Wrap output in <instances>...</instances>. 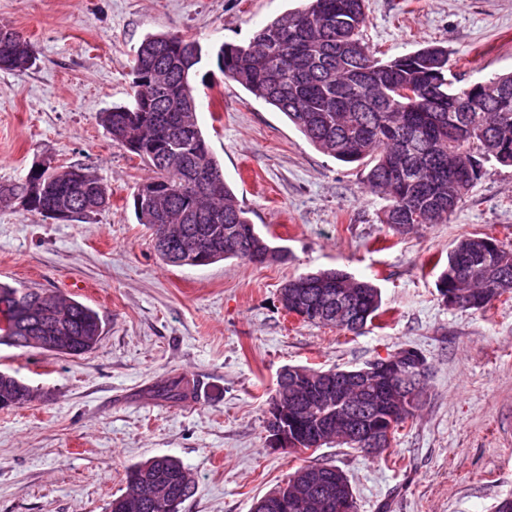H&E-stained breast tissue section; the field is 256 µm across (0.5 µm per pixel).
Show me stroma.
Returning a JSON list of instances; mask_svg holds the SVG:
<instances>
[{"instance_id":"1","label":"stroma","mask_w":512,"mask_h":512,"mask_svg":"<svg viewBox=\"0 0 512 512\" xmlns=\"http://www.w3.org/2000/svg\"><path fill=\"white\" fill-rule=\"evenodd\" d=\"M300 0H0V27L36 56L0 70V182L38 161L93 168L109 208L73 222L0 211V281L58 291L99 311L104 333L79 356L0 345V370L36 391L0 410V512H106L125 471L179 459L195 492L179 512H253L298 466L331 462L357 512H494L512 496V297L485 311L448 307L437 259L465 235L512 241V167L490 161L444 224L404 235L379 221L385 201L356 165L317 151L280 112L225 79L217 52ZM363 38L382 60L447 47L465 86L512 72V0H368ZM171 32L202 49L197 117L225 182L282 260L170 266L137 223L132 194L149 170L112 141L102 112L132 101L134 54ZM337 268L381 290L383 315L355 336L292 319L279 290ZM402 348L428 366L423 405L388 458L342 446L269 447L267 402L286 366L352 369ZM197 382L200 406L149 389Z\"/></svg>"}]
</instances>
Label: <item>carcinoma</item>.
Masks as SVG:
<instances>
[{"instance_id":"obj_1","label":"carcinoma","mask_w":512,"mask_h":512,"mask_svg":"<svg viewBox=\"0 0 512 512\" xmlns=\"http://www.w3.org/2000/svg\"><path fill=\"white\" fill-rule=\"evenodd\" d=\"M301 8L276 16L243 44H224L217 58L224 77L256 99L282 112L319 152L363 171L370 192L387 201L381 223L398 234L422 224H444L475 182L484 175V163L505 165L512 160V73L486 82L477 98L467 87H453L448 48L427 44L409 54L383 61L363 42L367 22L366 0H303ZM300 30L297 48L288 31ZM179 36L158 33L140 43L132 69V102L102 113L101 122L112 141L127 146L133 140L146 144L155 126L169 113L180 120L169 128V144L179 159L161 163L147 150L133 152L162 182L164 195L153 205L155 218L134 210L140 224L153 236L167 233L169 225L184 240L204 238L210 248L204 265L236 259L254 263V253L266 252L272 243L252 224L229 187L218 199L204 195L196 175L221 171L197 118V89L192 75L197 62L176 50ZM35 63L30 41L23 32L13 42L9 56H0V69L26 70ZM141 102L147 103L141 119L126 121ZM406 176L395 175V162ZM104 204L90 194H80L69 220L94 214ZM488 236H467L448 251V266L437 288L445 297L453 291L464 310H484L502 290L512 292V244L496 241L486 249ZM280 297L288 307L304 313L302 321L331 325L360 334L378 317L380 289L338 269L300 274L283 285ZM348 307L347 321L336 322V311ZM104 332L97 311L71 297L44 288H21L0 283V336L15 337L14 347L33 350L30 336H56L53 354L81 356L93 350ZM302 368L288 366L281 376L289 381ZM304 384L317 389L336 387L347 369L304 368ZM33 387L0 371V403L29 402ZM171 403L195 398V385L179 376L154 390ZM302 425H316L341 414L336 395L318 404L292 399ZM339 467L321 462L295 470L286 481L305 480V508L318 512L317 494ZM126 491L112 498L108 512H179L195 489L190 471L175 457L160 455L129 467Z\"/></svg>"}]
</instances>
